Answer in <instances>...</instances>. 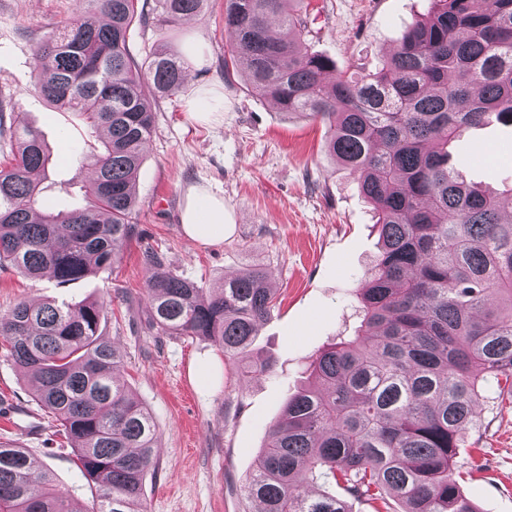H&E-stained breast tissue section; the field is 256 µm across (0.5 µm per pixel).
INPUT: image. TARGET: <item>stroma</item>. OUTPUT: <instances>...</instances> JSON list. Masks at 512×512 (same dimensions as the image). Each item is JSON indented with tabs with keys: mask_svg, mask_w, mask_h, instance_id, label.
Masks as SVG:
<instances>
[{
	"mask_svg": "<svg viewBox=\"0 0 512 512\" xmlns=\"http://www.w3.org/2000/svg\"><path fill=\"white\" fill-rule=\"evenodd\" d=\"M223 0L191 21H164L157 0L128 42L138 66L157 48L185 60L182 90L158 98L154 131L136 178L135 233L121 259L78 284L26 278L0 269V312L17 302L107 303L100 331L123 354L120 371L152 414L157 466L145 482L148 512H245L242 485L306 366L358 325L356 291L379 253L373 210L348 172L329 155L325 128L253 95L240 68L225 69ZM313 52L337 71L376 70L405 29L424 17L427 0H311ZM77 0H0V161L15 152L14 131L34 127L52 147L41 205L82 206L91 162L74 148L97 145L76 113L47 104L33 89L38 45L74 15ZM466 179L492 191L512 184V126L471 131L452 146ZM224 201V239L195 245L180 215L191 189ZM161 272L211 287L254 265L267 270L277 299L251 353L271 372L243 377L237 364L201 339L165 336L153 327L143 282L145 252ZM477 427L459 450L469 463L459 483L479 512H512V397L488 383ZM0 439L42 460L79 512L93 489L55 434L30 383L0 349Z\"/></svg>",
	"mask_w": 512,
	"mask_h": 512,
	"instance_id": "1",
	"label": "stroma"
}]
</instances>
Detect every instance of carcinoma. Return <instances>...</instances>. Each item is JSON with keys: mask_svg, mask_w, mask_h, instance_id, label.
Instances as JSON below:
<instances>
[{"mask_svg": "<svg viewBox=\"0 0 512 512\" xmlns=\"http://www.w3.org/2000/svg\"><path fill=\"white\" fill-rule=\"evenodd\" d=\"M85 7L34 54L35 91L99 133L88 204L38 208L52 152L29 126L0 163V266L59 285L114 264L133 236L135 177L154 127L148 82L178 93L184 63L158 49L145 69L128 51L138 0ZM207 0H160L178 22ZM307 0H224L230 61L250 90L326 128L327 147L373 206L380 251L359 288L360 326L310 364L314 385L288 397L243 484L261 512H479L460 490L457 454L484 388L512 394V189L463 178L448 145L493 121L512 125V0H429L373 73L336 71L307 46ZM152 325L244 359L276 307L253 267L217 288L150 275ZM106 306L20 301L0 315V344L36 402L71 443L94 487L89 512H147L157 429L119 373V348L100 335ZM0 442V512H73L49 469ZM343 490L338 496L326 485Z\"/></svg>", "mask_w": 512, "mask_h": 512, "instance_id": "carcinoma-1", "label": "carcinoma"}]
</instances>
